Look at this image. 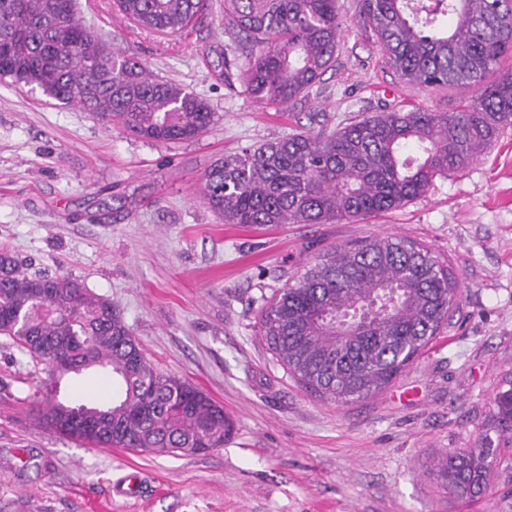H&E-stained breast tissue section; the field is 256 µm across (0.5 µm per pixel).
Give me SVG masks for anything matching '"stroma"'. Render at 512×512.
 I'll list each match as a JSON object with an SVG mask.
<instances>
[{
    "instance_id": "obj_1",
    "label": "stroma",
    "mask_w": 512,
    "mask_h": 512,
    "mask_svg": "<svg viewBox=\"0 0 512 512\" xmlns=\"http://www.w3.org/2000/svg\"><path fill=\"white\" fill-rule=\"evenodd\" d=\"M336 62L283 110L245 93L224 58V0L170 38L126 19L115 0H77L82 22L116 55L203 99L199 138H135L41 89L0 80V248L30 273L69 275L109 298L160 371L224 406L234 437L192 456L93 448L39 421L45 373L0 336V512H512V482L493 476L475 502L431 473L472 447L488 399L512 372V128L456 174L404 207L353 222L225 224L201 181L226 154L277 139L323 113L329 127L388 108L457 111L463 96L401 82L356 0H339ZM447 258L462 302L385 391L336 404L310 394L273 359L258 313L328 248L381 234ZM111 376L65 377L58 396L105 404ZM138 470L139 497L114 486Z\"/></svg>"
}]
</instances>
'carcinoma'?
I'll use <instances>...</instances> for the list:
<instances>
[{
	"label": "carcinoma",
	"mask_w": 512,
	"mask_h": 512,
	"mask_svg": "<svg viewBox=\"0 0 512 512\" xmlns=\"http://www.w3.org/2000/svg\"><path fill=\"white\" fill-rule=\"evenodd\" d=\"M137 25L163 36L187 29L206 0H116ZM400 79L422 88H479L455 112L392 108L327 130L319 114L281 138L216 160L205 202L226 224H327L397 209L479 159L512 127V0H357ZM339 0H224L244 58H224L248 96L283 109L309 93L336 60ZM493 81H488L490 76ZM33 85L131 134L159 142L194 139L214 112L194 93L116 57L78 18L75 0H0V78ZM414 148L417 155L407 153ZM461 288L450 265L409 238L378 235L335 246L306 266L262 309L259 335L305 390L338 404L388 387L450 324ZM0 336L57 387L68 366L116 379L109 431L70 426L71 404L44 397L55 433L99 448L182 455L222 448L235 423L195 385L144 356L112 301L69 275L24 271L0 251ZM496 437H491V434ZM512 447V378L491 397L478 444L448 453L433 473L448 492L475 499Z\"/></svg>",
	"instance_id": "obj_1"
}]
</instances>
